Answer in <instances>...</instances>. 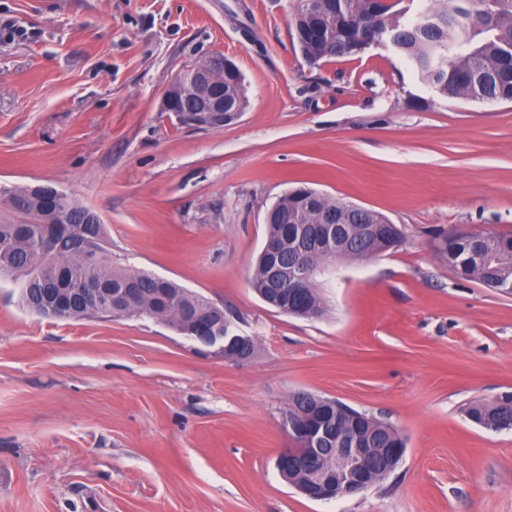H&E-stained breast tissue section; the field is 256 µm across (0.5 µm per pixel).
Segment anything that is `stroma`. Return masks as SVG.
<instances>
[{
    "label": "stroma",
    "mask_w": 512,
    "mask_h": 512,
    "mask_svg": "<svg viewBox=\"0 0 512 512\" xmlns=\"http://www.w3.org/2000/svg\"><path fill=\"white\" fill-rule=\"evenodd\" d=\"M297 0H0V186L50 184L101 218L114 264L223 306L254 353H210L146 315L52 320L0 277V512H512V430L464 409L512 393V295L435 250L512 231V103L442 98L391 47L317 65ZM223 54L248 107L218 130L162 99ZM380 212L395 251L316 278L328 310L249 280L288 190ZM336 399L406 439L333 503L290 486L289 398Z\"/></svg>",
    "instance_id": "35a3bbf8"
}]
</instances>
